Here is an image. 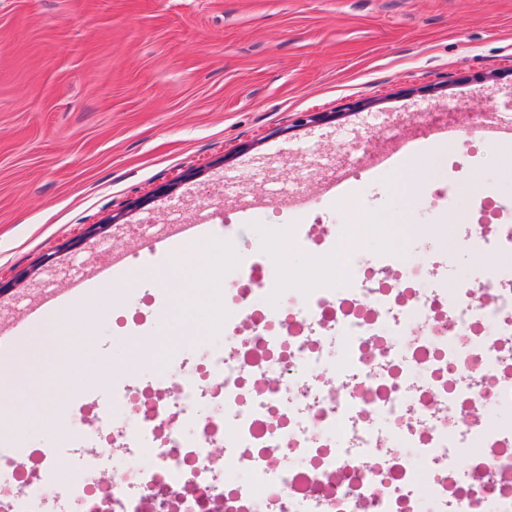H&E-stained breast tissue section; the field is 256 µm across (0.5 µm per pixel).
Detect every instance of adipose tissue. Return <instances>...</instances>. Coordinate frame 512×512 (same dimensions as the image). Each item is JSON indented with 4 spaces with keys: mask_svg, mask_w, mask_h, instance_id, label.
<instances>
[{
    "mask_svg": "<svg viewBox=\"0 0 512 512\" xmlns=\"http://www.w3.org/2000/svg\"><path fill=\"white\" fill-rule=\"evenodd\" d=\"M195 258V250L187 248L170 256L169 272L137 267L127 280L110 279L98 283L90 293L77 297L62 309L74 336L86 338L97 323L110 320L124 286L135 285L142 279H151L168 296L181 299L190 286L186 274L194 265ZM44 364L45 355L41 352L24 355L6 364L0 363V422L8 423L16 436L27 434L35 421L37 403L45 401L55 386L72 383L78 376L76 370H64L40 383H28L25 379L27 370L43 367Z\"/></svg>",
    "mask_w": 512,
    "mask_h": 512,
    "instance_id": "adipose-tissue-1",
    "label": "adipose tissue"
}]
</instances>
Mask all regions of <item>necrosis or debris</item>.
Segmentation results:
<instances>
[{
    "instance_id": "obj_1",
    "label": "necrosis or debris",
    "mask_w": 512,
    "mask_h": 512,
    "mask_svg": "<svg viewBox=\"0 0 512 512\" xmlns=\"http://www.w3.org/2000/svg\"><path fill=\"white\" fill-rule=\"evenodd\" d=\"M284 238L321 250L325 269L284 294L277 268L238 257L220 292L215 331L223 345L193 361L161 355L153 382L113 375L107 403L81 407L91 425L71 438L91 452L60 477L50 455L0 483V512H512V265L460 275L432 287L434 263L390 250L345 251L343 240L283 224ZM346 341L340 385L301 383L325 366L327 335ZM279 382H267L270 370ZM214 406L200 412L202 401ZM482 405L509 414L472 424ZM378 417L401 450L378 448L366 417ZM227 448L224 467L209 450ZM147 455L111 485L99 484L113 449ZM470 451L468 468L455 463ZM287 454L304 466H280ZM370 463H363V456Z\"/></svg>"
}]
</instances>
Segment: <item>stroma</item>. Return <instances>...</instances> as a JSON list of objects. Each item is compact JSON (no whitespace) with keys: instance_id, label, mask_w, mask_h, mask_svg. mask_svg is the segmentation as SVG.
Masks as SVG:
<instances>
[{"instance_id":"obj_1","label":"stroma","mask_w":512,"mask_h":512,"mask_svg":"<svg viewBox=\"0 0 512 512\" xmlns=\"http://www.w3.org/2000/svg\"><path fill=\"white\" fill-rule=\"evenodd\" d=\"M312 112L332 118L307 122ZM487 112L512 114V0H0V318L116 248L166 269L184 240L158 251L139 227L163 233L176 209L188 224L209 215L199 247L222 243L229 258L220 271L195 265L185 302L158 308L152 333L163 352L221 344L215 290L234 257L321 259L279 225L339 234L381 221L372 248L410 259L421 226L454 240L474 224L487 188L512 207V138L466 161L447 211L422 200L459 151L429 131L465 132ZM419 139L430 162L405 193L379 156ZM192 320L200 335L173 340ZM68 327L59 318L50 369L84 366L89 348L130 355L112 323L85 348ZM109 394L56 387L27 437L0 430V455L24 464L42 449L76 470L61 424L82 398Z\"/></svg>"}]
</instances>
